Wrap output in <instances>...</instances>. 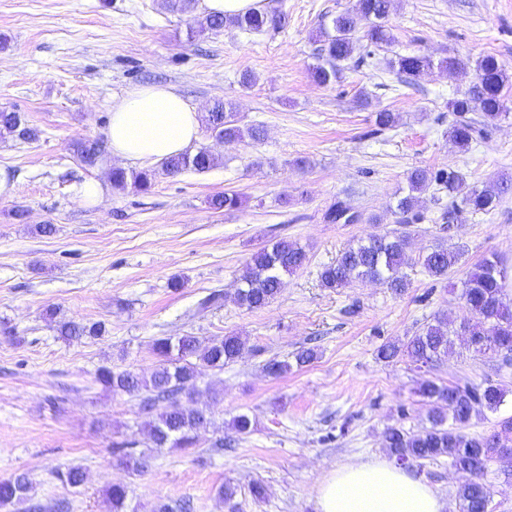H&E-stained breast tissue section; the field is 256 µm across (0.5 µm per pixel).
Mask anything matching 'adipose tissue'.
Returning <instances> with one entry per match:
<instances>
[{"mask_svg":"<svg viewBox=\"0 0 512 512\" xmlns=\"http://www.w3.org/2000/svg\"><path fill=\"white\" fill-rule=\"evenodd\" d=\"M201 114L169 85L133 88L113 101L107 130L114 156L159 162L180 155L197 139ZM319 512H444L430 485L385 459L332 469L320 483Z\"/></svg>","mask_w":512,"mask_h":512,"instance_id":"obj_1","label":"adipose tissue"}]
</instances>
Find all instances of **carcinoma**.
Returning a JSON list of instances; mask_svg holds the SVG:
<instances>
[{"label":"carcinoma","instance_id":"obj_1","mask_svg":"<svg viewBox=\"0 0 512 512\" xmlns=\"http://www.w3.org/2000/svg\"><path fill=\"white\" fill-rule=\"evenodd\" d=\"M393 7V0H356L355 8L336 15L330 25L322 28L318 36L317 55L322 63L314 67V79L323 85L337 80L341 63L349 60L358 43L365 42L367 55L390 41L385 25ZM284 15L252 11L244 15L224 18L205 15L194 19L196 33L218 34L227 26L248 32H264L281 27ZM391 69L413 80L431 65L424 55L411 53L388 62ZM508 76L493 55L476 61L475 78L471 86L454 98L452 111L458 119L449 129L450 138L462 150L486 133L505 111L503 90ZM478 112V123L466 119V114ZM207 130L226 142L259 140L263 136L260 126L238 125L231 105L214 103L205 116ZM8 133L22 141L37 138V131L27 126L19 113L0 111V135ZM104 151L95 142L86 141L78 149V159L86 169L103 165ZM218 158L206 149L195 154L183 153L162 162V171L175 176L186 169L203 172L216 165ZM156 170H144L128 175L122 168H112V187L119 191L132 189L146 193L152 187ZM408 191L400 196L394 213L399 224H417L423 220L420 212L422 195L433 185L442 196V218H449L462 206L473 213H489L500 195L512 190V180L504 179L494 188L470 185L464 177L444 168L417 167L407 173ZM241 203L236 193L214 196L210 204L215 209H235ZM352 208L345 202H334L324 213L328 224H347ZM408 236L404 232L369 237L350 245L336 262L323 267L320 281L326 288H349L365 280L380 281L396 293H404L409 282L403 274L408 264ZM463 252L450 249L437 242L419 254L417 262L429 276L446 280L448 274L461 262ZM309 261L306 250L295 242L280 240L253 255L235 289L234 301L248 310L261 309L273 302L282 288V275L294 274ZM507 270L497 257L485 258L473 264L466 272L461 299L470 319L455 328L454 320L443 314L434 318L412 336L388 341L378 349L380 359L390 363L407 358L416 364L429 365L441 360L453 350L454 337L466 336L467 348L477 355L501 354L504 364L512 361V298L506 293ZM225 294L213 291L198 303L194 314L201 315L222 305ZM60 336L95 338L101 335L102 325L90 326L63 321L57 325ZM245 342L235 334L206 344L187 333L176 338L159 337L152 341L151 349L158 359L157 368L145 378L131 370H114L101 366L96 380L114 393H125L141 398V405L152 410L164 403L150 424L149 439L153 447L171 451L186 450L196 444L197 433L210 423L209 414L193 406L197 380L205 369H222L238 358ZM418 393L429 405V426L417 433L391 426L384 431L383 447L395 459L407 463L446 457L460 471L456 489L459 512H489L492 501L490 485L484 481L488 462L500 448H512V416L497 422L494 430L481 437H471L465 429L479 409L496 411L505 400L507 390L487 382L483 385L443 384L435 379L420 383ZM120 459L134 473L143 475L152 467L153 455L144 451L136 454L118 449ZM64 485L76 488L86 481V473L76 467L56 472ZM32 485L24 473H16L0 480V509L31 497ZM128 487L112 485L107 491L110 512H126Z\"/></svg>","mask_w":512,"mask_h":512}]
</instances>
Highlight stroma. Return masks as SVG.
Returning <instances> with one entry per match:
<instances>
[{"mask_svg":"<svg viewBox=\"0 0 512 512\" xmlns=\"http://www.w3.org/2000/svg\"><path fill=\"white\" fill-rule=\"evenodd\" d=\"M355 4L267 0L266 10L285 15L282 28L198 35L189 22L203 15L201 0L186 13L167 11L162 0H0V109L21 113L39 132L31 142L0 137V169L15 183L11 197H0V323L16 331L0 335V479L27 473L34 501H63L67 512H109L105 490L115 483L129 488L127 512L186 497L194 512H227L219 495L226 484L237 489V512H315L317 487L332 468L386 457L388 427L416 433L427 426L428 405L417 393L422 371L405 360L385 363L377 350L439 313L467 320L461 282L477 260L496 254L512 270V192L490 213L464 210L446 223L427 196L420 223L398 225L392 209L416 167L451 168L480 187L512 177V81L506 117L463 151L448 135V102L474 73L438 65L490 54L512 78V0H394L393 42L365 64L356 48L335 82L316 84V36ZM412 51L437 66L408 83L387 62ZM147 84L173 86L201 113L215 100L229 102L240 124L263 126L265 136L228 145L200 131L191 148L217 156L209 171L157 176L145 194L109 188L99 204H85L76 194L84 181H108L113 166L143 170L119 158L85 169L75 146L105 139L113 99ZM382 110L398 113L395 128L377 130ZM224 192L239 193L242 206L212 209L211 197ZM339 200L358 223H325ZM45 224L52 235L42 234ZM399 229L411 241L405 293L370 282L322 286V268L349 243ZM281 239L304 247L308 264L286 277L265 308L239 307L231 295L252 254ZM438 241L464 252L443 281L414 261ZM175 279L181 288H172ZM214 290L225 293L223 306L194 315ZM50 307L105 332L61 339L45 315ZM186 333L206 341L234 333L245 349L199 377L195 404L212 419L195 447L154 451L139 398L106 390L95 373L106 365L150 374L153 339ZM304 347L317 352L311 364L277 378L263 372L268 359L289 360ZM433 374L507 387L501 409L475 414L469 435L512 416V365L501 356L458 346ZM239 414L249 416L251 433L219 448ZM130 440L153 453L144 475L112 453ZM67 467L86 471L83 487L56 479ZM410 472L457 512L459 477L447 458ZM256 481L266 488L260 501L250 493Z\"/></svg>","mask_w":512,"mask_h":512,"instance_id":"stroma-1","label":"stroma"}]
</instances>
